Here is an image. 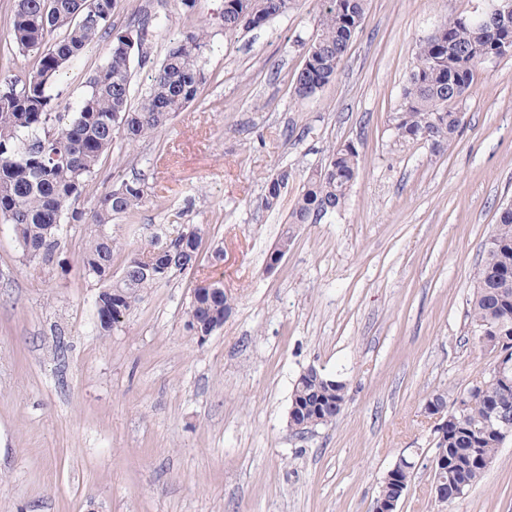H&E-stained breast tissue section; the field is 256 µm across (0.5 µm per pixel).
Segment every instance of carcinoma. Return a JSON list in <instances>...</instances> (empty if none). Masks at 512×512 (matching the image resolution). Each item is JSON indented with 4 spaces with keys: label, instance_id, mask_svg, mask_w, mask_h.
I'll return each mask as SVG.
<instances>
[{
    "label": "carcinoma",
    "instance_id": "carcinoma-1",
    "mask_svg": "<svg viewBox=\"0 0 512 512\" xmlns=\"http://www.w3.org/2000/svg\"><path fill=\"white\" fill-rule=\"evenodd\" d=\"M117 0H10V23L0 51L34 58V69L21 77L0 70V217L13 228L29 262L53 260L58 238L68 224L91 226L82 254L83 274L101 285L96 300L100 330L123 324L148 290L197 262L203 232L171 239V258L154 275L140 273L157 262L166 236H155L127 254L122 273L112 275L117 249L112 221L127 218L149 199L141 178L123 179L86 213L75 208L117 139L129 143L164 128L171 117L195 102L205 82L202 58L212 50L208 31L197 24L172 34L165 55L152 64L146 88L135 94L134 65L150 62L155 37L171 29L167 13L143 10L125 29L112 24ZM296 0H224L219 19L232 35L265 25L294 9ZM366 0H321L319 34L294 75L293 93L301 100L329 85L341 67L352 38L364 24ZM487 13L451 17L417 47L403 89L399 112L392 118L398 138L424 141L439 152L451 145L464 124L460 104L472 93L476 72L503 58L486 24ZM106 45V58L73 103L59 101L62 73L89 48ZM359 152L351 144L332 147L324 165L314 168L289 211L288 223L310 224L317 216L342 209L356 179ZM294 179L288 168L267 181L265 201L277 207ZM230 311L224 300H191L184 328L218 330ZM475 336H512V204L497 210L496 224L475 275L467 314ZM347 385L319 370L294 385L292 400L306 417L334 419L345 404ZM444 429L448 448V483L465 494L483 476L504 443L496 411L512 409V379L483 373L482 387L466 388L447 401ZM415 461L405 458L397 484L382 483L379 496L402 499Z\"/></svg>",
    "mask_w": 512,
    "mask_h": 512
}]
</instances>
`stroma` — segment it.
Wrapping results in <instances>:
<instances>
[{
  "label": "stroma",
  "mask_w": 512,
  "mask_h": 512,
  "mask_svg": "<svg viewBox=\"0 0 512 512\" xmlns=\"http://www.w3.org/2000/svg\"><path fill=\"white\" fill-rule=\"evenodd\" d=\"M222 5L197 0L188 19L172 0H118L115 25L166 12L176 29L206 24L213 49L199 100L154 136L117 141L77 201L91 210L120 180L143 178L150 202L112 226L123 248L113 274L166 224L204 230L192 269L104 336L100 288L81 268L85 226H69L54 261L35 265L0 220V512H373L403 455L416 468L399 512H512V437L446 505L432 491L435 423L424 412L427 395L455 396L491 365L467 310L497 209L512 202V58L477 71L464 125L440 153L398 139L391 123L419 43L488 0H368L335 79L306 100L292 83L318 34V0L235 35ZM105 52L66 71L64 101ZM345 142L359 150L345 207L287 225L311 169ZM286 166L295 179L267 209L266 182ZM286 230L292 245L268 269ZM209 279L234 307L200 342L184 311ZM311 365L346 383V404L298 433L288 410Z\"/></svg>",
  "instance_id": "obj_1"
}]
</instances>
